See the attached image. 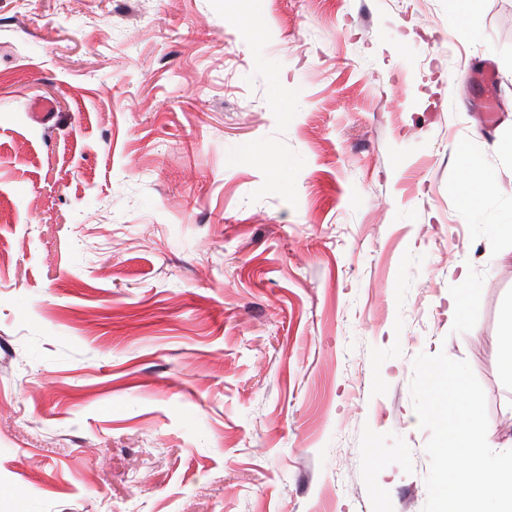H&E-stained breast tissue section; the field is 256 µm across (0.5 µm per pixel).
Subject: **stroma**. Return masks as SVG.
<instances>
[{"label":"stroma","mask_w":512,"mask_h":512,"mask_svg":"<svg viewBox=\"0 0 512 512\" xmlns=\"http://www.w3.org/2000/svg\"><path fill=\"white\" fill-rule=\"evenodd\" d=\"M474 7L0 0V512H422L421 352L512 450V0ZM458 165L462 205L465 209H472L492 191V183L478 172L465 149L458 151ZM502 369L505 377L512 381V301L501 314Z\"/></svg>","instance_id":"1"}]
</instances>
